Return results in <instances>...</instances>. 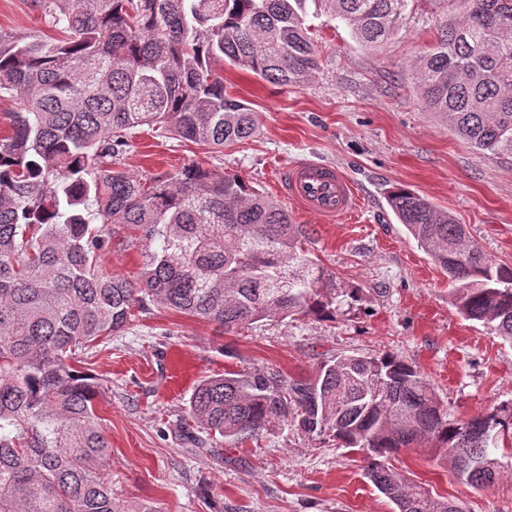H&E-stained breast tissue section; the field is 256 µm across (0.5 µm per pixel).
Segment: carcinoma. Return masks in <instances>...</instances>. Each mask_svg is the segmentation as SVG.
<instances>
[{
  "instance_id": "obj_1",
  "label": "carcinoma",
  "mask_w": 512,
  "mask_h": 512,
  "mask_svg": "<svg viewBox=\"0 0 512 512\" xmlns=\"http://www.w3.org/2000/svg\"><path fill=\"white\" fill-rule=\"evenodd\" d=\"M458 2L406 69L425 111L459 140L512 154V0ZM311 3L373 50L398 34L409 0H41L62 37L0 40V94L21 103L0 137V512H124L102 474L111 448L94 408L99 384L73 361L136 312L169 309L232 332L333 319L362 301L303 247L304 225L240 176L191 162L175 177L138 178L119 161L142 126L216 150L253 136L255 113L224 91V63L272 84L308 82ZM387 204L455 284L457 312L512 342V266L407 187ZM112 225L156 244L137 283L104 264ZM189 418L223 438L290 423L366 448V477L395 512L464 509L384 458L424 445L490 487L498 431L512 429V408L449 418L393 354L340 355L307 377L228 372L196 386Z\"/></svg>"
}]
</instances>
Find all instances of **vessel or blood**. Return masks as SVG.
Wrapping results in <instances>:
<instances>
[{
    "label": "vessel or blood",
    "mask_w": 512,
    "mask_h": 512,
    "mask_svg": "<svg viewBox=\"0 0 512 512\" xmlns=\"http://www.w3.org/2000/svg\"><path fill=\"white\" fill-rule=\"evenodd\" d=\"M277 189L283 198L323 224L352 218L362 207L359 191L340 168L313 160L283 167Z\"/></svg>",
    "instance_id": "obj_1"
}]
</instances>
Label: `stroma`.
Segmentation results:
<instances>
[{"instance_id": "obj_1", "label": "stroma", "mask_w": 512, "mask_h": 512, "mask_svg": "<svg viewBox=\"0 0 512 512\" xmlns=\"http://www.w3.org/2000/svg\"><path fill=\"white\" fill-rule=\"evenodd\" d=\"M455 0H411L397 39L371 51L324 11L308 16L319 67L306 84L282 87L232 65L224 88L257 115L252 139L214 153L145 131L121 155L137 176H176L194 161L277 194L279 171L301 160L339 166L363 197L356 217L308 225L307 249L361 307L330 321L264 320L238 332L156 308L123 334L95 342L83 367L98 378L99 424L112 448V491L127 512H393L364 475L368 450L343 448L277 426L236 441L196 430L189 399L200 381L273 366L309 373L324 358L391 352L428 380L456 418L512 407V343L459 315L447 275L389 208L388 191L410 188L447 210L497 263L512 266V155L478 153L426 112L405 70L431 44ZM36 0H0V40L47 35ZM148 242L120 228L104 261L137 280ZM495 455L505 476L488 488L459 478L433 449L411 446L387 462L467 512H512V442Z\"/></svg>"}]
</instances>
